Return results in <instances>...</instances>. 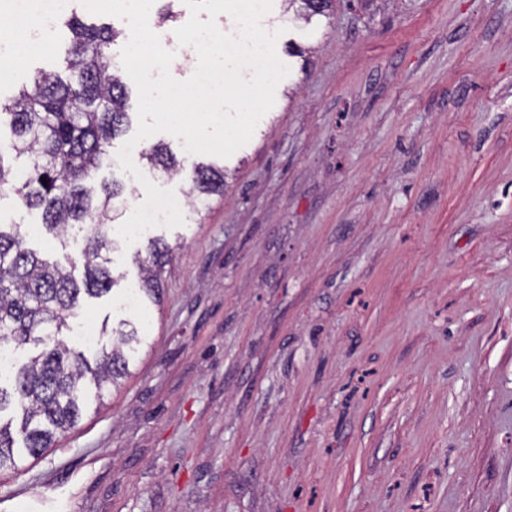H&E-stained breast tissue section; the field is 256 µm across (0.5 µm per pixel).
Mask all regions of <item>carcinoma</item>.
I'll return each instance as SVG.
<instances>
[{"label":"carcinoma","mask_w":512,"mask_h":512,"mask_svg":"<svg viewBox=\"0 0 512 512\" xmlns=\"http://www.w3.org/2000/svg\"><path fill=\"white\" fill-rule=\"evenodd\" d=\"M332 3L288 0L295 17L307 23L328 16ZM64 25L72 40L61 71L39 69L30 84L0 101V128L11 133L0 146V194L10 193L22 207L39 212L45 231L60 241L75 228L83 232L86 246L79 264L67 256L49 262L17 225L0 224V344L39 348L20 365L11 387L0 385V472L17 470L26 458L53 447L93 404L120 389L132 375L133 355L147 340L140 323H104L99 334L106 343L90 359L62 339L85 298L106 295L117 281L110 258L117 242L108 221L124 188L97 174L112 141L129 124L127 86L112 60L120 32L88 25L74 12ZM7 154L24 159L23 167L5 165ZM142 157L165 175L183 169L162 144L151 145ZM189 180L197 213L211 196L224 194L222 166L195 163ZM170 260L171 248L160 239L151 240L147 255L137 259L138 296L154 306L163 302L162 274Z\"/></svg>","instance_id":"obj_1"}]
</instances>
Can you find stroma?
Here are the masks:
<instances>
[{"label":"stroma","mask_w":512,"mask_h":512,"mask_svg":"<svg viewBox=\"0 0 512 512\" xmlns=\"http://www.w3.org/2000/svg\"><path fill=\"white\" fill-rule=\"evenodd\" d=\"M289 75L172 249L133 375L25 512H512V0L267 15ZM300 46L303 56L289 54Z\"/></svg>","instance_id":"35a3bbf8"}]
</instances>
